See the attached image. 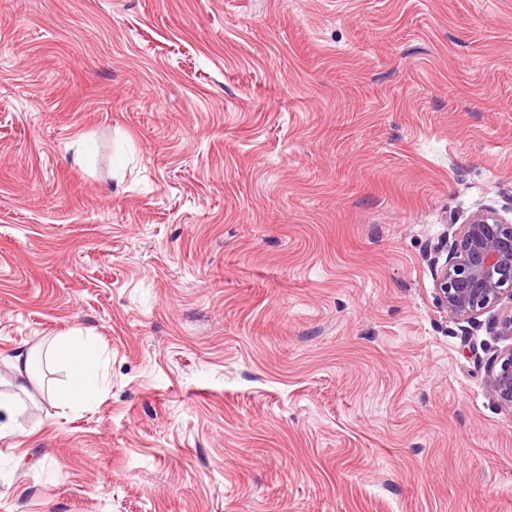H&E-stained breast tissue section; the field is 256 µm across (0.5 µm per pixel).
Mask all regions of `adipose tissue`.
Wrapping results in <instances>:
<instances>
[{
    "label": "adipose tissue",
    "mask_w": 512,
    "mask_h": 512,
    "mask_svg": "<svg viewBox=\"0 0 512 512\" xmlns=\"http://www.w3.org/2000/svg\"><path fill=\"white\" fill-rule=\"evenodd\" d=\"M55 365L67 379L51 393L53 404L79 407L92 402L99 390L100 354L93 336L72 332L54 338L48 347L17 355L10 366L20 381L39 382L43 366Z\"/></svg>",
    "instance_id": "ef3b65f1"
}]
</instances>
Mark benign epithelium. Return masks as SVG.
Returning a JSON list of instances; mask_svg holds the SVG:
<instances>
[{"instance_id": "benign-epithelium-1", "label": "benign epithelium", "mask_w": 512, "mask_h": 512, "mask_svg": "<svg viewBox=\"0 0 512 512\" xmlns=\"http://www.w3.org/2000/svg\"><path fill=\"white\" fill-rule=\"evenodd\" d=\"M435 286L448 317L473 322L503 300L512 301V224L492 210L473 213L448 239V255L435 265ZM493 329L512 338V305ZM486 383L512 412V345L489 364Z\"/></svg>"}]
</instances>
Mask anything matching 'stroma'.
Segmentation results:
<instances>
[{"label": "stroma", "mask_w": 512, "mask_h": 512, "mask_svg": "<svg viewBox=\"0 0 512 512\" xmlns=\"http://www.w3.org/2000/svg\"><path fill=\"white\" fill-rule=\"evenodd\" d=\"M512 222V0H0V512H512L506 341L452 226ZM55 365L65 371L67 380L56 386L51 393V401L56 406L79 407L92 402L99 390L100 354L94 336L82 332H72L57 336L44 350L32 349L18 354L10 366L15 379L20 380L16 387L26 393L22 381L37 383L42 378V364ZM78 382V389L73 384ZM486 383L500 405L512 413V345L489 364Z\"/></svg>", "instance_id": "35a3bbf8"}]
</instances>
